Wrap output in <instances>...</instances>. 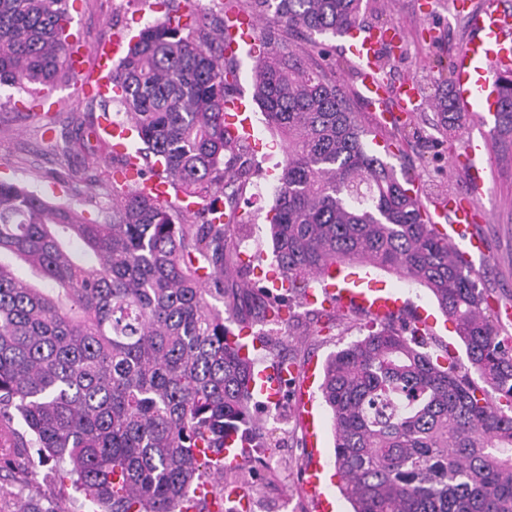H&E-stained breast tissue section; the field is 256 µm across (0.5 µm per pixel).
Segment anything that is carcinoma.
Wrapping results in <instances>:
<instances>
[{
    "instance_id": "carcinoma-1",
    "label": "carcinoma",
    "mask_w": 512,
    "mask_h": 512,
    "mask_svg": "<svg viewBox=\"0 0 512 512\" xmlns=\"http://www.w3.org/2000/svg\"><path fill=\"white\" fill-rule=\"evenodd\" d=\"M363 0H248L272 15L253 95L286 141L271 236L288 293L266 292L258 320L288 325L290 298L332 263H358L427 288L456 325L475 377L420 331L378 320L327 359L339 492L353 512H512V334L472 270L426 219L411 180L365 142L339 84L305 65L286 33L344 35ZM113 68L110 100L184 209L112 181V208L90 221L72 203L0 180V423L17 420L39 463L65 469L92 512H180L206 482L244 483L224 465L237 435L247 458L269 446L250 411L255 359L228 326L239 291L224 278L240 240L233 223L250 174L228 135L237 83L228 17L154 0ZM69 0H0V86L52 89L66 66ZM448 77L433 81L442 130L459 120ZM493 135L512 137V71L498 80ZM90 131L72 122L73 148ZM28 265L46 286L17 275Z\"/></svg>"
}]
</instances>
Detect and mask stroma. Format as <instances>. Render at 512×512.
Here are the masks:
<instances>
[{"label":"stroma","instance_id":"1","mask_svg":"<svg viewBox=\"0 0 512 512\" xmlns=\"http://www.w3.org/2000/svg\"><path fill=\"white\" fill-rule=\"evenodd\" d=\"M366 2L361 18L365 26L392 23L402 32L400 49L380 53L384 77L392 90L386 106L393 110L397 107L393 90L401 81L412 79L424 89H431L439 65L451 64L465 40L467 20L456 12L454 0ZM70 16L73 40L90 51L83 69L89 75L97 70L91 50L103 38L113 36L129 42L158 14L148 0H75ZM290 40L301 48L310 65L335 75L370 140L377 142V154L385 155L398 176L411 178L421 187L423 202L441 200L451 191L465 192L466 182L452 172L449 159L463 150L469 134L489 133V125L455 126L445 131L440 127L439 113L425 105L414 113L411 127L402 136H395L394 125L381 124L377 113L369 111L363 102L360 82L349 55L343 51L344 37L321 35L312 43L294 34ZM78 86L75 79L59 83L49 96L53 104L49 110L35 106L42 97L39 89L0 87V98L5 101L0 108V177L24 183L61 203L82 201L85 217L94 219L102 208L112 204L113 161L108 140L103 135L91 137L88 150L69 155L63 154L61 146L70 129L71 115H79L85 127L97 129L105 121L116 120L118 107L77 97ZM251 123L252 140L244 149L253 165L238 210L243 238L238 264L243 280L250 286L243 302L247 308L272 287L268 276L275 266L266 213L284 159V140L266 125L260 109L252 110ZM486 165L492 185L490 192L476 201L486 218L475 229L486 241L487 257L475 262L473 271L478 287L493 297L494 310L502 312L512 309V139L491 145ZM369 278L375 287L394 291L408 301L399 322L412 323L418 308L432 316L434 327L427 352L436 353L445 346L456 360H465V347L454 323L444 316L428 289L376 268L370 269ZM291 305L293 316L283 354L294 364L296 383L289 386L279 405L258 396L251 400L253 412L273 429L276 441L266 462L252 468L249 495L253 512H315L313 499L303 484L308 433L297 386L306 381L310 368H322L331 354L358 339L361 326L369 320L362 312L339 310L332 314L336 323L330 328L326 322L331 314L326 309L309 305L302 297L292 299ZM33 455V449H23L11 477L0 484V512H12L18 499L32 493L56 502L65 512H87L70 478L33 466Z\"/></svg>","mask_w":512,"mask_h":512}]
</instances>
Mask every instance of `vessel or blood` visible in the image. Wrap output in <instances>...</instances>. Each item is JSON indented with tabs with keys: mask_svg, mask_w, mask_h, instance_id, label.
<instances>
[{
	"mask_svg": "<svg viewBox=\"0 0 512 512\" xmlns=\"http://www.w3.org/2000/svg\"><path fill=\"white\" fill-rule=\"evenodd\" d=\"M256 32L257 22L253 17L243 13L231 16L229 50L253 49ZM388 37V31L359 27L353 28L348 34L347 50L363 86L367 106L374 112L382 111V103L386 98V92L377 78V62L380 47ZM121 47V41L109 38L96 48L99 71L79 87V95L110 93V84L101 72L108 68ZM453 64L455 106L460 116L467 121L487 120L497 109L496 82L501 73L512 69V10L504 8L502 0H485L480 9L470 13L467 38L458 48ZM397 97L400 111L407 114L418 111L422 103L418 86L412 81L403 82L399 86ZM225 109L230 135L244 140L251 139L252 126L244 96L237 94L228 99ZM484 149L483 141L472 139L467 142L463 153L452 158L451 165L455 170L470 175L467 191L449 197L446 210L434 211L429 216L430 222L437 224L439 233L446 236L456 253L467 261L486 254L484 239L473 230L474 224L482 217L474 200L482 195L484 188L482 179L475 175L474 169ZM118 178L137 190L149 192L159 201L167 202L174 198L184 206L193 204L190 195H171L168 183L161 178L141 179L138 159H131ZM342 275V267L327 270L321 277L320 293H309V301L321 302L322 306L328 308L360 309L378 319L390 318L399 312L402 304L400 298L379 288L362 287L357 277L353 278L351 286L339 287ZM286 380L282 367L264 369L257 373L251 391L274 402L278 400ZM320 473V468H307L306 486L315 499L316 512H332L333 504L322 490Z\"/></svg>",
	"mask_w": 512,
	"mask_h": 512,
	"instance_id": "vessel-or-blood-1",
	"label": "vessel or blood"
}]
</instances>
